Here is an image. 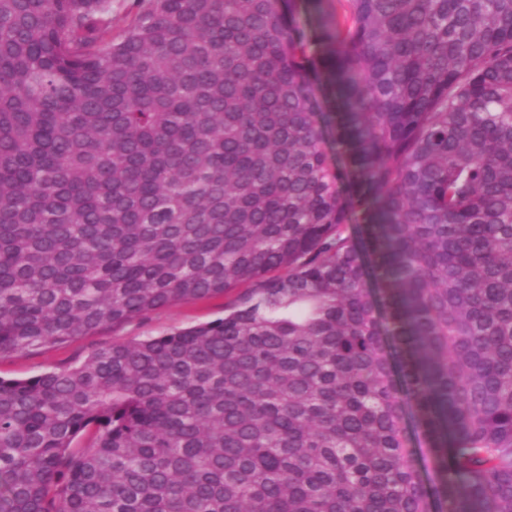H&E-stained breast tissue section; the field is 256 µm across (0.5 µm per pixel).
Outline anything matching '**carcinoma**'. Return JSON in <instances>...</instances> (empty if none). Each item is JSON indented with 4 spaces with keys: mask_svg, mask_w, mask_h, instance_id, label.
Returning a JSON list of instances; mask_svg holds the SVG:
<instances>
[{
    "mask_svg": "<svg viewBox=\"0 0 512 512\" xmlns=\"http://www.w3.org/2000/svg\"><path fill=\"white\" fill-rule=\"evenodd\" d=\"M138 6L0 0V356L250 293L0 379V512H512V0ZM290 18L293 26L302 31L308 39L318 31L319 21L328 0H293ZM309 81L321 112H336V102L329 92V78L327 74L318 66L310 72ZM246 288V285H241L231 288L224 296L174 304L145 318L132 320L116 328L108 327L94 336L79 337L67 345L3 356L0 358V377L25 379L78 361L95 346L158 336L222 318L225 309L247 293ZM410 435L411 446L412 448H416L420 458L423 478L427 484L433 485L437 482V479L434 469L429 462L428 447L425 443L422 430L413 420H410Z\"/></svg>",
    "mask_w": 512,
    "mask_h": 512,
    "instance_id": "1",
    "label": "carcinoma"
}]
</instances>
